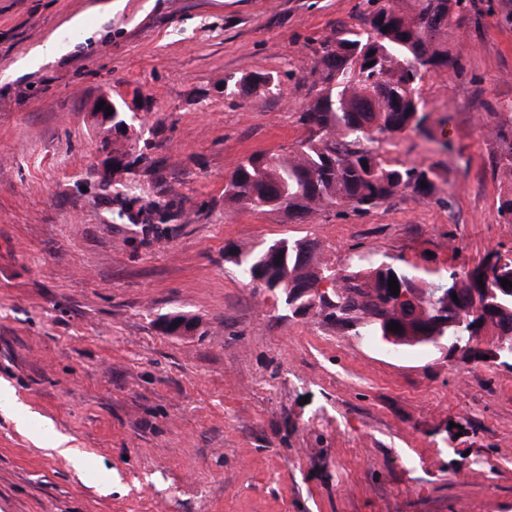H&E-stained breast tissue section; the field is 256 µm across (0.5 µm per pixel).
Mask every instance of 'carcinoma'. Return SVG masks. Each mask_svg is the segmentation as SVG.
<instances>
[{"instance_id":"1","label":"carcinoma","mask_w":512,"mask_h":512,"mask_svg":"<svg viewBox=\"0 0 512 512\" xmlns=\"http://www.w3.org/2000/svg\"><path fill=\"white\" fill-rule=\"evenodd\" d=\"M343 23L336 38L323 43L319 56L322 88L300 113L305 129L287 155L253 153L225 179L224 203L257 212L285 211L306 221L329 209L348 206L368 211L406 191L428 199L437 192L431 166L391 163L365 147L407 131H421L419 83L457 61L450 34L462 27L473 0H387ZM374 65L367 66V63ZM274 86L269 74H248L233 81L231 91L249 95ZM112 123L99 124L102 143L112 144V189L127 195L136 189L135 165L124 142L131 139L133 116L124 100H114ZM315 243L281 238L256 250L228 253L224 259L256 288L277 291L293 313L317 307L332 325L351 328L360 336L383 335L384 323L396 322L408 334L439 336L442 342L466 347L477 318L466 296L477 293L506 314L490 318L486 330L503 337L500 355L512 358V257L486 256L466 278L451 271L439 274L397 255L357 254L339 272L313 262ZM413 288L419 301L434 308L436 323L424 329L419 321L390 303L388 281ZM457 290L459 300L439 297Z\"/></svg>"}]
</instances>
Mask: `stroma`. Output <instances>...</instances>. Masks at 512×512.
Listing matches in <instances>:
<instances>
[{
  "label": "stroma",
  "mask_w": 512,
  "mask_h": 512,
  "mask_svg": "<svg viewBox=\"0 0 512 512\" xmlns=\"http://www.w3.org/2000/svg\"><path fill=\"white\" fill-rule=\"evenodd\" d=\"M363 0H0V512H512V370L295 314L224 259L280 238L344 269L441 271L512 253V0H476L458 63L420 84L431 126L375 144L438 193L299 224L224 202L254 152L303 137L322 44ZM56 39L61 49L41 55ZM274 90L228 96L232 76ZM148 105L134 197L101 177L104 91ZM147 223L118 216L151 203ZM182 313L196 328L162 331ZM66 438L68 453L54 450ZM264 86L268 89L275 86L273 76L269 74H248L242 75L233 81L231 92L241 96H248L255 88Z\"/></svg>",
  "instance_id": "stroma-1"
}]
</instances>
